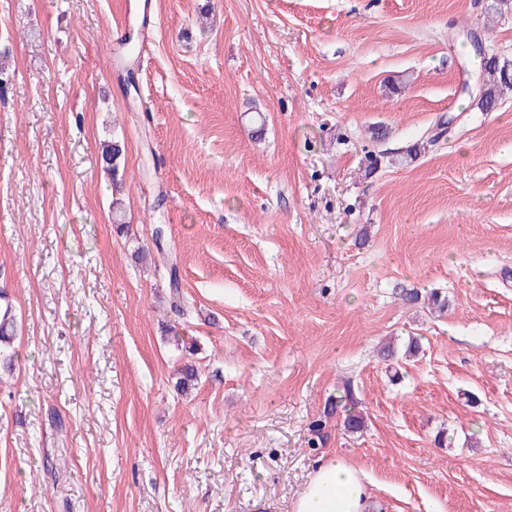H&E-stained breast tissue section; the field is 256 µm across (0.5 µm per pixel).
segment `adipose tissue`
I'll return each mask as SVG.
<instances>
[{"instance_id": "1", "label": "adipose tissue", "mask_w": 512, "mask_h": 512, "mask_svg": "<svg viewBox=\"0 0 512 512\" xmlns=\"http://www.w3.org/2000/svg\"><path fill=\"white\" fill-rule=\"evenodd\" d=\"M369 494L358 471L331 455L312 472L294 512H367Z\"/></svg>"}]
</instances>
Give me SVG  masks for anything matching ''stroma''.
<instances>
[{"instance_id": "35a3bbf8", "label": "stroma", "mask_w": 512, "mask_h": 512, "mask_svg": "<svg viewBox=\"0 0 512 512\" xmlns=\"http://www.w3.org/2000/svg\"><path fill=\"white\" fill-rule=\"evenodd\" d=\"M470 31L512 60V0H0V512H293L331 453L375 512H512V90L472 103ZM358 405V401L354 398L350 390H347L343 396L336 402H330L325 410L326 416L333 415L334 413H344V426L347 431L358 432L363 424V418L359 414H355L352 408Z\"/></svg>"}]
</instances>
